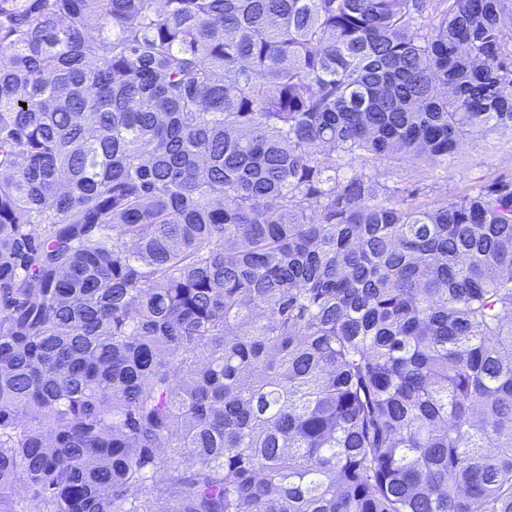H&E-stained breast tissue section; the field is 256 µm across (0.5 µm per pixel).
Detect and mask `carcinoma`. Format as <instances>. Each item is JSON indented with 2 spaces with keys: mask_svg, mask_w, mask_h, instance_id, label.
<instances>
[{
  "mask_svg": "<svg viewBox=\"0 0 512 512\" xmlns=\"http://www.w3.org/2000/svg\"><path fill=\"white\" fill-rule=\"evenodd\" d=\"M512 0H0V512H512ZM379 181L393 187L419 189V201L431 203L451 199L493 181L512 178V133L493 131L476 136L446 165L428 166L419 162L346 164L349 176L354 170L375 172ZM362 168V169H361Z\"/></svg>",
  "mask_w": 512,
  "mask_h": 512,
  "instance_id": "1",
  "label": "carcinoma"
}]
</instances>
